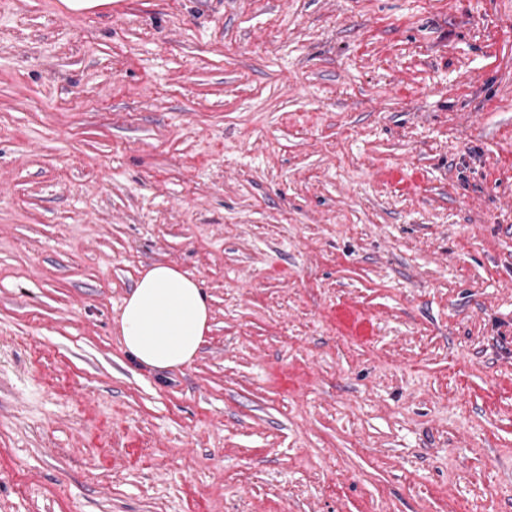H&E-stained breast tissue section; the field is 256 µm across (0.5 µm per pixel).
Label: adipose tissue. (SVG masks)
<instances>
[{"label":"adipose tissue","mask_w":512,"mask_h":512,"mask_svg":"<svg viewBox=\"0 0 512 512\" xmlns=\"http://www.w3.org/2000/svg\"><path fill=\"white\" fill-rule=\"evenodd\" d=\"M210 318L197 283L177 268L158 263L141 275L125 299L120 333L140 365L164 371L195 358Z\"/></svg>","instance_id":"1"}]
</instances>
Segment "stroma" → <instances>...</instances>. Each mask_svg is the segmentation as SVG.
Wrapping results in <instances>:
<instances>
[{
	"label": "stroma",
	"mask_w": 512,
	"mask_h": 512,
	"mask_svg": "<svg viewBox=\"0 0 512 512\" xmlns=\"http://www.w3.org/2000/svg\"><path fill=\"white\" fill-rule=\"evenodd\" d=\"M0 512H512V0H0ZM210 318L197 283L177 268L158 263L141 275L125 299L120 333L140 365L164 371L195 358Z\"/></svg>",
	"instance_id": "stroma-1"
}]
</instances>
